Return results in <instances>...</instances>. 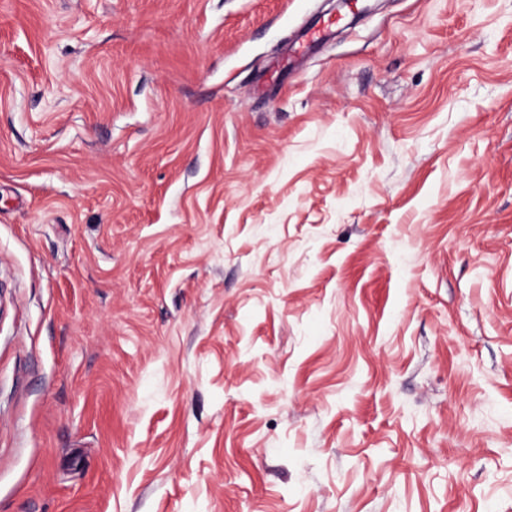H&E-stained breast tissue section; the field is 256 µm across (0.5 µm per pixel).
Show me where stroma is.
<instances>
[{
	"instance_id": "obj_1",
	"label": "stroma",
	"mask_w": 512,
	"mask_h": 512,
	"mask_svg": "<svg viewBox=\"0 0 512 512\" xmlns=\"http://www.w3.org/2000/svg\"><path fill=\"white\" fill-rule=\"evenodd\" d=\"M0 512H512V0H0Z\"/></svg>"
}]
</instances>
